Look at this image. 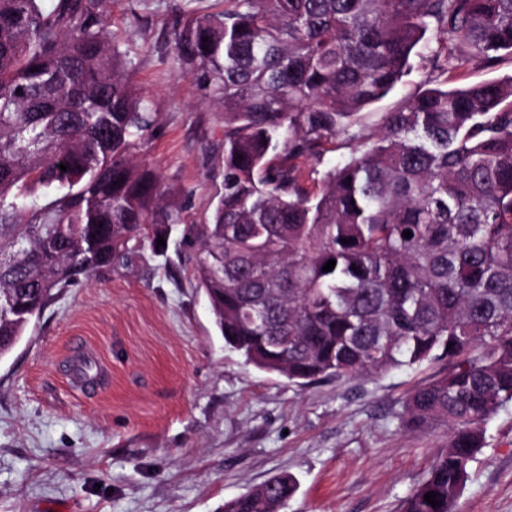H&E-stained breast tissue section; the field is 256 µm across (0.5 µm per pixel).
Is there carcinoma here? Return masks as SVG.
Listing matches in <instances>:
<instances>
[{
  "label": "carcinoma",
  "mask_w": 512,
  "mask_h": 512,
  "mask_svg": "<svg viewBox=\"0 0 512 512\" xmlns=\"http://www.w3.org/2000/svg\"><path fill=\"white\" fill-rule=\"evenodd\" d=\"M109 3L0 0V359L64 289L164 255L182 221L134 161L158 118ZM502 51L512 0H224L172 32L171 70L224 106L222 190L186 229L224 344L301 386L445 362L404 402L407 425L447 442L402 512H453L512 402V77L430 80L368 108L415 57L455 76ZM333 146L348 154L318 171ZM296 489L280 474L224 512H284Z\"/></svg>",
  "instance_id": "cac0c4a2"
}]
</instances>
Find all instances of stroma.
I'll return each mask as SVG.
<instances>
[{"label": "stroma", "instance_id": "obj_1", "mask_svg": "<svg viewBox=\"0 0 512 512\" xmlns=\"http://www.w3.org/2000/svg\"><path fill=\"white\" fill-rule=\"evenodd\" d=\"M221 0H112L128 74L156 134L135 157L172 187L184 224L208 219L224 173V109L168 63L173 24ZM175 231L166 255L132 257L60 293L0 359V512H222L280 473L286 512H400L446 443L402 421L439 363L298 386L228 348ZM83 339L112 370L77 391ZM454 512H512V403L487 426Z\"/></svg>", "mask_w": 512, "mask_h": 512}]
</instances>
